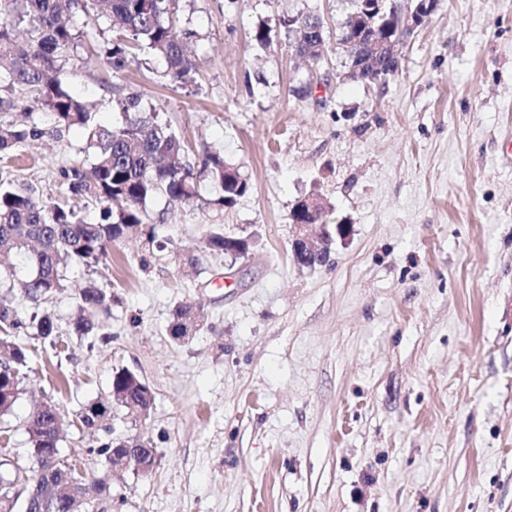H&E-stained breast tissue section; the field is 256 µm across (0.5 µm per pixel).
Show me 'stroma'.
Instances as JSON below:
<instances>
[{"mask_svg": "<svg viewBox=\"0 0 512 512\" xmlns=\"http://www.w3.org/2000/svg\"><path fill=\"white\" fill-rule=\"evenodd\" d=\"M178 5L199 58L192 82L171 83L154 59L113 76L93 53L110 37L96 0L70 10L80 38L62 79L113 123V99L139 96L187 162L223 151L251 188L221 209L208 183L194 200L152 199L154 237L65 268L48 304L61 348L35 336L31 302L0 274L30 366L0 449L27 464L24 421L52 399L72 419L62 451L84 474L105 473L89 453L103 441L142 434L156 450L152 474H113L106 512H512V0H441L383 86L341 79L335 43L353 0ZM308 12L325 22L328 79L302 97L308 70L284 23ZM13 99L0 123L30 119L43 135L0 160V180L64 202L59 170L85 135ZM315 191L324 222L351 235L308 270L292 257L290 213ZM211 224L252 236L248 257L205 253ZM186 251L197 268L182 266ZM87 280L112 301L80 337ZM181 304L204 315L185 343L168 334ZM126 368L154 393L149 417L115 410L87 431L77 413Z\"/></svg>", "mask_w": 512, "mask_h": 512, "instance_id": "stroma-1", "label": "stroma"}]
</instances>
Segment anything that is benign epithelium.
<instances>
[{
  "instance_id": "7a95c632",
  "label": "benign epithelium",
  "mask_w": 512,
  "mask_h": 512,
  "mask_svg": "<svg viewBox=\"0 0 512 512\" xmlns=\"http://www.w3.org/2000/svg\"><path fill=\"white\" fill-rule=\"evenodd\" d=\"M439 0H357L356 9L347 20L340 38L349 66L344 77L357 80L365 67L366 51L385 55L396 66L400 65L403 49L429 16L435 12ZM318 17L306 13L288 20L294 35L295 48H302L301 58L312 62L309 82H321L318 65L327 52L325 36L317 37L309 27L308 19ZM327 200L319 193H311L300 199L293 211L308 210L317 213L325 207ZM350 225L337 224L330 231L327 224H296L291 241L295 264L300 268H312V262L323 249L325 242L349 238Z\"/></svg>"
}]
</instances>
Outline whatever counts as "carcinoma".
<instances>
[{"instance_id": "cac0c4a2", "label": "carcinoma", "mask_w": 512, "mask_h": 512, "mask_svg": "<svg viewBox=\"0 0 512 512\" xmlns=\"http://www.w3.org/2000/svg\"><path fill=\"white\" fill-rule=\"evenodd\" d=\"M110 21L112 36L100 49L101 62L118 74L128 68L137 50L163 63V76L186 84L196 71V57L188 50L193 33L176 25L177 0H101ZM61 0H10L6 5L11 20L0 23V89L30 94L37 107L45 110L58 128L81 127L86 142L82 160L60 169L68 193L94 203L97 217L85 221L73 209L49 205L34 195L0 183V261L16 277L19 290L39 307L30 317L36 336L56 343L57 330L47 303L61 288V268L70 264L91 265L107 256L115 242L143 234L146 204L162 196L176 204L198 196V186L207 181L219 190L209 203L232 205L250 185L240 169L217 150L205 149L199 164L183 162L181 140L168 124L143 108L138 97L117 98L113 107L124 115L121 123L101 125L58 74L69 61L75 34L60 17ZM396 69L384 57L372 56L366 75L387 81ZM42 135L34 124L0 126V152ZM234 237L212 224L205 234V248L224 254ZM78 313L71 332L88 336L108 313L105 289L92 281L78 291ZM20 320L16 310L0 305V417L12 413L20 395L23 370L28 367L26 350L11 336ZM201 329L192 310L179 306L168 325L169 335L178 342L190 339ZM110 398L133 420L146 414L154 402L149 386L136 373L121 369L114 373ZM107 410L94 402L79 413L86 429L98 427ZM62 405L50 400L29 415L27 434L30 464L23 467L0 457V512H18L20 496L16 487L27 483L37 490L44 512H67L79 496L85 512H104L102 502L110 493L108 478L87 480L68 463L55 470L53 461L64 459L60 442L68 428ZM90 452L104 458L108 469L121 468L122 459L133 453L148 471L156 465L154 448L137 435L115 442L108 440Z\"/></svg>"}]
</instances>
